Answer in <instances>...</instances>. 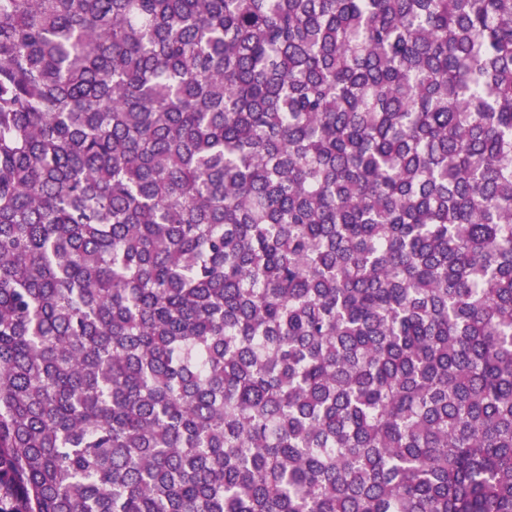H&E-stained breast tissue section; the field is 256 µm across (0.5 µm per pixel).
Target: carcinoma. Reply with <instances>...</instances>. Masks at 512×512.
<instances>
[{
	"mask_svg": "<svg viewBox=\"0 0 512 512\" xmlns=\"http://www.w3.org/2000/svg\"><path fill=\"white\" fill-rule=\"evenodd\" d=\"M0 512H512V0H0Z\"/></svg>",
	"mask_w": 512,
	"mask_h": 512,
	"instance_id": "cac0c4a2",
	"label": "carcinoma"
}]
</instances>
